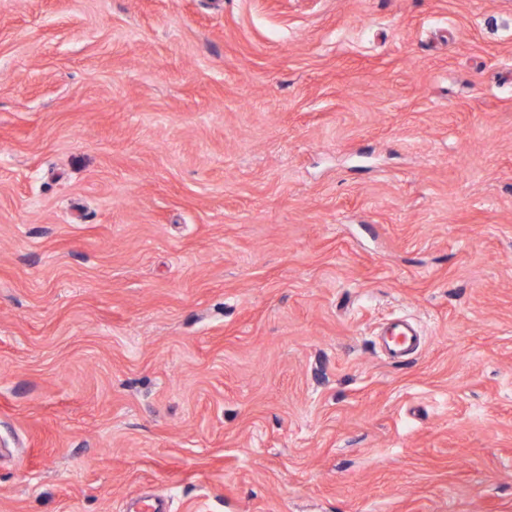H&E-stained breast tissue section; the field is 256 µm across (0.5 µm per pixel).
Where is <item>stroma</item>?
Returning <instances> with one entry per match:
<instances>
[{
    "label": "stroma",
    "mask_w": 512,
    "mask_h": 512,
    "mask_svg": "<svg viewBox=\"0 0 512 512\" xmlns=\"http://www.w3.org/2000/svg\"><path fill=\"white\" fill-rule=\"evenodd\" d=\"M152 494L512 512V0H0V512ZM419 345V337L406 323H394L383 338V347L386 355L397 360L414 352Z\"/></svg>",
    "instance_id": "stroma-1"
}]
</instances>
